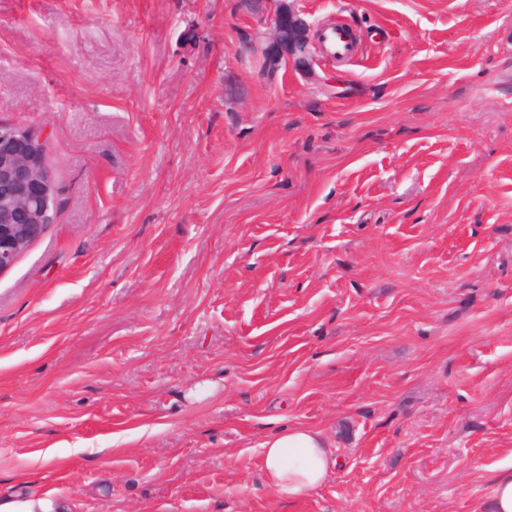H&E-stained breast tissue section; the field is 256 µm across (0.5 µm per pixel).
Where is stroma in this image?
<instances>
[{
    "instance_id": "obj_1",
    "label": "stroma",
    "mask_w": 512,
    "mask_h": 512,
    "mask_svg": "<svg viewBox=\"0 0 512 512\" xmlns=\"http://www.w3.org/2000/svg\"><path fill=\"white\" fill-rule=\"evenodd\" d=\"M0 0L56 221L0 274V502L490 512L512 459V0ZM339 463L289 501L275 428ZM275 39L288 50L302 52L303 55L310 53V42L307 36V26L293 13L281 9L274 21ZM319 36L322 54L328 60H349L357 52L355 35L342 23L332 22L322 25Z\"/></svg>"
}]
</instances>
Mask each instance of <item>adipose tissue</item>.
I'll use <instances>...</instances> for the list:
<instances>
[{
  "label": "adipose tissue",
  "mask_w": 512,
  "mask_h": 512,
  "mask_svg": "<svg viewBox=\"0 0 512 512\" xmlns=\"http://www.w3.org/2000/svg\"><path fill=\"white\" fill-rule=\"evenodd\" d=\"M261 455L266 484L291 500L321 487L337 464L332 448L318 432L287 425L267 437Z\"/></svg>",
  "instance_id": "obj_1"
}]
</instances>
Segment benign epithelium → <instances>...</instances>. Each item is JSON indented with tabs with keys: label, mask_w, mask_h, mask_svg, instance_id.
I'll use <instances>...</instances> for the list:
<instances>
[{
	"label": "benign epithelium",
	"mask_w": 512,
	"mask_h": 512,
	"mask_svg": "<svg viewBox=\"0 0 512 512\" xmlns=\"http://www.w3.org/2000/svg\"><path fill=\"white\" fill-rule=\"evenodd\" d=\"M275 39L288 50L310 53L307 26L280 10ZM46 139L31 127L0 123V273L55 222L61 190L45 162Z\"/></svg>",
	"instance_id": "7a95c632"
}]
</instances>
